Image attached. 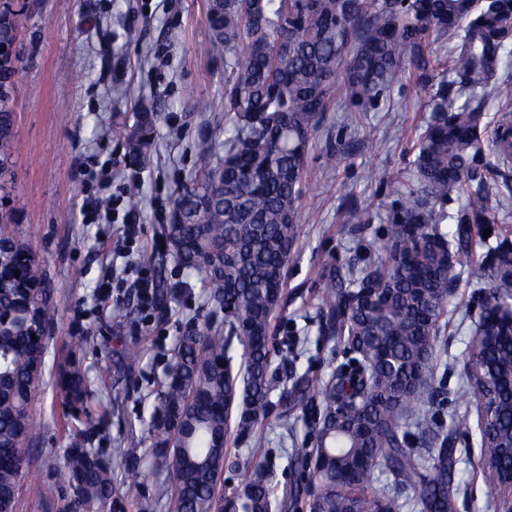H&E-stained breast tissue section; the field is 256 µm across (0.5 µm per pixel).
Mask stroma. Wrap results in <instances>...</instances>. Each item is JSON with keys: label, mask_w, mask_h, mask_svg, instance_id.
<instances>
[{"label": "stroma", "mask_w": 512, "mask_h": 512, "mask_svg": "<svg viewBox=\"0 0 512 512\" xmlns=\"http://www.w3.org/2000/svg\"><path fill=\"white\" fill-rule=\"evenodd\" d=\"M1 5L27 15L14 62L16 122L7 185L13 222L31 242L58 307L49 360L68 355L72 337L93 335V344L79 357L96 388L123 403L120 414L92 441L93 447L111 449L127 434L145 436L143 421L151 410L145 395L162 379L181 323L204 303L194 288L182 292L171 313L163 316L142 308L136 285L163 252L158 228L172 208L176 184L199 165L197 139L224 132V62L208 49L206 0H177L173 11L168 0H0ZM450 79L442 65L430 72L428 81H419L416 66L407 64L389 98L352 125L346 122L345 91L336 87L312 138L285 301L272 323L276 378L293 370L324 378L346 362L336 341L320 333L317 291L322 275L331 269L359 270L373 258L385 217L377 215L359 229L351 222V211L370 196L391 204L383 177L407 169L431 115L430 96ZM200 99L210 101L208 111H195ZM144 101L153 104L160 118L147 155L138 163L129 158L113 119L119 113L132 115ZM329 144L339 149L332 171L320 159ZM107 170L112 173L106 192L110 210L85 220L87 177ZM132 213L142 224L133 243L124 233ZM471 241L461 258L448 325L441 335L439 357L447 361L448 370L437 374L436 381L448 402L431 416L434 428L444 434L453 430L457 414L476 409L459 399L466 388L467 346L484 298L468 269L497 238L475 224ZM103 282L113 300L134 310L126 328L116 325L110 308L96 303L94 287ZM131 343L142 350L132 368L124 358ZM63 411L59 393L50 386L32 405L33 463L17 485L16 512H58L41 490L60 480L49 461L69 444L63 436ZM317 422L312 406L299 410L287 430L276 419L268 420L264 433L279 483L295 481L286 451L307 447ZM456 446L453 512H494L489 482L477 468L476 439L459 437Z\"/></svg>", "instance_id": "obj_1"}]
</instances>
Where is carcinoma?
I'll list each match as a JSON object with an SVG mask.
<instances>
[{
  "label": "carcinoma",
  "instance_id": "carcinoma-1",
  "mask_svg": "<svg viewBox=\"0 0 512 512\" xmlns=\"http://www.w3.org/2000/svg\"><path fill=\"white\" fill-rule=\"evenodd\" d=\"M209 51L224 59V141L202 135L200 165L182 183L159 228L174 264L198 277L206 310L181 327L148 423L155 464L173 481L152 498L140 489L144 440H125L114 453L131 479L118 477L112 454L88 446L90 427H104L119 411L104 402L82 365L56 369V386L82 429L63 424L69 448L52 465L63 481L43 495L61 512H151L165 498L174 512H291L301 491L309 512H395L398 496L412 493L418 512H453L457 435L431 428L428 410L444 402L435 386L442 320L458 255L468 251L473 224L499 223L485 172L487 154L512 164V110L499 116L493 135L482 129L487 95L512 99V86L493 87L512 44V0H207ZM26 15L0 10V181L9 172L14 138L13 48ZM453 40V80L430 98L431 118L419 135L409 171L386 175L395 196L376 259L360 273L329 272L318 288L320 332L338 340L347 362L326 378L308 374L272 381L270 336L281 309L286 269L298 236L301 186L313 133L338 77L355 121L375 109L404 75V57L422 73L430 37ZM159 119L143 103L134 123L115 128L129 154L141 159ZM455 194L464 204L455 230L442 224ZM8 196L0 197V509L29 464L31 407L43 380L57 305L29 240L16 234ZM379 209L369 198L352 211L360 228ZM489 257L470 277L485 301L468 344L465 374L477 405L480 464L492 498L501 499L512 474V326L499 305L512 292V238L501 229ZM178 293L159 276L150 309L165 313ZM278 391L277 401L271 400ZM318 400L319 425L309 448H294L298 481L278 489L263 433L271 412L283 429L297 410ZM424 448L408 446L409 425ZM249 444L245 460H230L229 426ZM239 475L221 493L224 469ZM392 481L380 488L377 476Z\"/></svg>",
  "mask_w": 512,
  "mask_h": 512
}]
</instances>
